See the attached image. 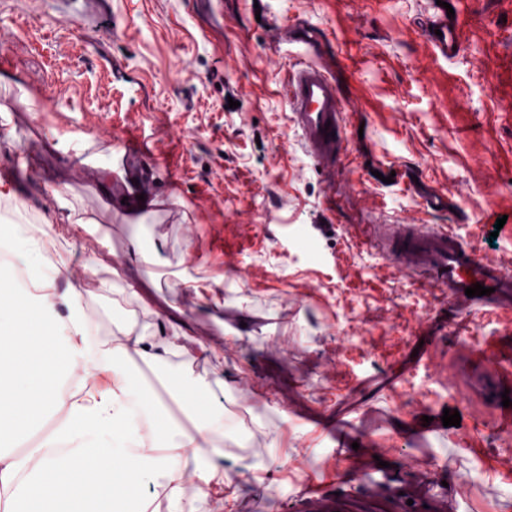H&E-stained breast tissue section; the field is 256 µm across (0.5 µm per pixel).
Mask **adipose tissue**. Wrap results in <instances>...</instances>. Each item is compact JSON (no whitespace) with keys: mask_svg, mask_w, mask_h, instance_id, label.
I'll return each instance as SVG.
<instances>
[{"mask_svg":"<svg viewBox=\"0 0 512 512\" xmlns=\"http://www.w3.org/2000/svg\"><path fill=\"white\" fill-rule=\"evenodd\" d=\"M54 242L48 223L0 226V249L15 259L0 267V318L7 320L0 329V496L9 512H146L143 484L151 475L163 481L167 512H196L215 492L234 503L238 486L215 443L224 425L210 410V382L188 373L171 391L190 430L170 433L156 414L133 419L149 398L131 364L164 363L183 351V332L157 340L130 327L88 345L85 291L68 282L66 262L47 261ZM19 266L30 287H11ZM104 372L112 385L102 389ZM49 416L51 432L16 452Z\"/></svg>","mask_w":512,"mask_h":512,"instance_id":"adipose-tissue-1","label":"adipose tissue"}]
</instances>
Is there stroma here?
<instances>
[{
  "label": "stroma",
  "instance_id": "stroma-1",
  "mask_svg": "<svg viewBox=\"0 0 512 512\" xmlns=\"http://www.w3.org/2000/svg\"><path fill=\"white\" fill-rule=\"evenodd\" d=\"M463 7L464 47L443 59L422 35L430 0H0V177L29 201H0V225L54 224L89 339L183 326L226 423L234 512H295L310 486L380 512H512V430L452 369L473 344L512 347V314L449 321L447 299L369 241L378 224L447 226L512 265V0ZM292 57L326 60L341 91L349 165L334 189L300 146ZM117 113L149 145L181 147L180 195L161 163L123 154ZM111 166L158 205L122 215L98 187ZM71 215L99 234H74ZM213 224L247 239L233 262L213 253ZM92 260L118 269L115 291L97 289ZM203 345L219 358L199 359ZM183 367L136 366L182 427ZM447 408L459 426L443 425ZM336 421L352 426L340 448L322 430Z\"/></svg>",
  "mask_w": 512,
  "mask_h": 512
}]
</instances>
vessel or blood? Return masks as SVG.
<instances>
[{"mask_svg": "<svg viewBox=\"0 0 512 512\" xmlns=\"http://www.w3.org/2000/svg\"><path fill=\"white\" fill-rule=\"evenodd\" d=\"M426 39L435 54L448 58L463 47L464 30L460 15H448L434 6L425 28ZM288 104L300 132V143L328 182L347 167L345 113L339 86L329 67L317 61L297 59L289 65ZM211 245L226 260H233L245 247L234 225L211 227ZM377 245L391 265L418 277L448 297L458 313L485 308L512 311V267L485 260L447 227L428 224H391L376 232ZM481 284L484 296L470 297L466 288ZM512 353L487 342L469 348L456 370L472 396L485 407L488 416L503 429L512 428V412L498 399L505 366Z\"/></svg>", "mask_w": 512, "mask_h": 512, "instance_id": "1", "label": "vessel or blood"}]
</instances>
